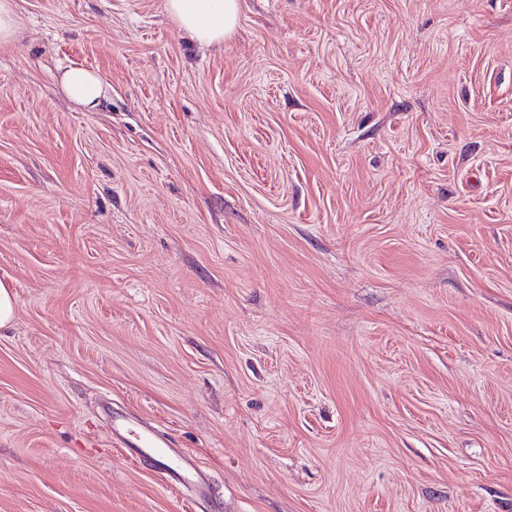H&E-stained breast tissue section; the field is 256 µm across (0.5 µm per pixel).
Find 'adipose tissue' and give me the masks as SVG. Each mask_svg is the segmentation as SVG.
<instances>
[{"mask_svg":"<svg viewBox=\"0 0 512 512\" xmlns=\"http://www.w3.org/2000/svg\"><path fill=\"white\" fill-rule=\"evenodd\" d=\"M166 12L198 43L223 42L238 19V0H165ZM66 97L80 107H97L107 99L102 79L81 66L66 68L60 79Z\"/></svg>","mask_w":512,"mask_h":512,"instance_id":"1","label":"adipose tissue"}]
</instances>
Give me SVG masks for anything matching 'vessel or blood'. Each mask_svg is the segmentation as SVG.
Masks as SVG:
<instances>
[{
    "label": "vessel or blood",
    "instance_id": "1",
    "mask_svg": "<svg viewBox=\"0 0 512 512\" xmlns=\"http://www.w3.org/2000/svg\"><path fill=\"white\" fill-rule=\"evenodd\" d=\"M112 436L134 460L155 458L170 486L190 488L197 499L211 502L213 512H223L222 504L212 499L206 472L195 464L190 455L177 450L170 438L119 412L112 415Z\"/></svg>",
    "mask_w": 512,
    "mask_h": 512
}]
</instances>
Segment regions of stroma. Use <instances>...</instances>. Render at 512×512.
I'll return each mask as SVG.
<instances>
[{
    "mask_svg": "<svg viewBox=\"0 0 512 512\" xmlns=\"http://www.w3.org/2000/svg\"><path fill=\"white\" fill-rule=\"evenodd\" d=\"M163 2L12 0L0 512H512V0ZM166 12L200 44L224 42L238 19V0H164ZM60 86L66 97L79 107L95 108L107 99L102 79L81 66L66 68L61 74ZM112 436L135 461L146 456L155 458L171 487H188L197 499L212 502L213 512L224 510L222 503L212 498L207 473L195 464L190 455L183 450L178 451L170 438L119 412H112Z\"/></svg>",
    "mask_w": 512,
    "mask_h": 512,
    "instance_id": "stroma-1",
    "label": "stroma"
}]
</instances>
